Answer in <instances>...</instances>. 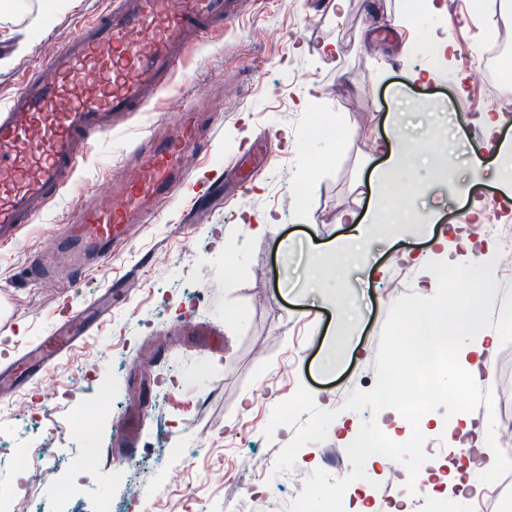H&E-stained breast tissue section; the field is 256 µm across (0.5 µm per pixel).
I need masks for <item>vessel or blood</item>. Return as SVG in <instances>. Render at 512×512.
Listing matches in <instances>:
<instances>
[{"mask_svg":"<svg viewBox=\"0 0 512 512\" xmlns=\"http://www.w3.org/2000/svg\"><path fill=\"white\" fill-rule=\"evenodd\" d=\"M239 14V0H101L78 35L0 101V246L15 244L21 230L63 193L97 138L162 95L188 56ZM221 120L202 91L176 115L170 131L150 129L127 153L120 177L104 175L92 198L40 246L27 280H80L128 240L131 225L154 223L178 191L194 182L188 160L204 150ZM92 329L82 317L63 316L49 336L0 367V393L41 379ZM179 330L223 355L208 325L187 322ZM144 419L138 399L118 417L127 450L138 445Z\"/></svg>","mask_w":512,"mask_h":512,"instance_id":"1","label":"vessel or blood"}]
</instances>
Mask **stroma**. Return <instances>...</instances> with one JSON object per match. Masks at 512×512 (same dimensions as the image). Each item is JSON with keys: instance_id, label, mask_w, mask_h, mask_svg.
Wrapping results in <instances>:
<instances>
[{"instance_id": "obj_1", "label": "stroma", "mask_w": 512, "mask_h": 512, "mask_svg": "<svg viewBox=\"0 0 512 512\" xmlns=\"http://www.w3.org/2000/svg\"><path fill=\"white\" fill-rule=\"evenodd\" d=\"M23 10L0 15V99L13 94L21 77L54 49L74 38L100 0H72L70 9L41 20L42 0H23ZM345 0L343 12L318 9L311 0H243L240 19L215 35L162 100L136 113L127 125L94 142L73 186L57 197L18 243L0 248V362L49 335L56 308L95 301L109 285L123 289L108 321L46 379L24 385L0 400V492L11 493L15 512H247L246 489L262 497L263 512H287L315 469L348 475V445L370 411L345 409L352 391L376 382L379 334L391 304L401 296H429L436 280L430 260L489 261L512 252V207L485 227L468 223L467 196L433 192L425 209L441 227L455 226L447 247L416 231L394 232L381 214L371 227V279L357 271L337 277L328 296L315 288V246L346 234L342 214L364 216L375 201L365 184L380 162L378 144L386 117L403 113L416 132L409 149L432 148L439 159L455 154L450 176L470 175L466 152L477 139L512 141V119L489 133L482 116L489 92L471 76L482 63L494 15L512 38V11L503 0ZM449 36L446 69L436 80L416 81L428 68L419 34ZM335 45L333 59L322 48ZM209 91L223 111L205 160L224 170L260 137L278 150L247 180L224 181V197L187 224L199 190L191 185L155 223L140 226L118 254L76 283L32 285L25 280L31 255L62 224L75 201L90 197L105 172L179 97ZM303 184L304 197L293 193ZM274 230H260L264 219ZM351 304L357 325L342 328L334 304ZM184 320L224 332V355L180 340ZM163 345L155 362L140 346ZM489 387L493 410L473 412L475 424L494 421L500 447L512 446V344L497 345ZM148 368L155 384L151 410L136 458L122 461L112 450L113 419L130 402V386ZM306 386L317 405L336 411L324 442L305 445L295 466L275 471L278 452L295 427L273 436L264 429L274 407ZM27 459L19 469L13 453ZM85 458L82 471L72 459ZM125 463L120 480L113 466ZM512 512V483L486 485L477 499L449 492L436 501L411 499L410 512H486L488 504Z\"/></svg>"}]
</instances>
